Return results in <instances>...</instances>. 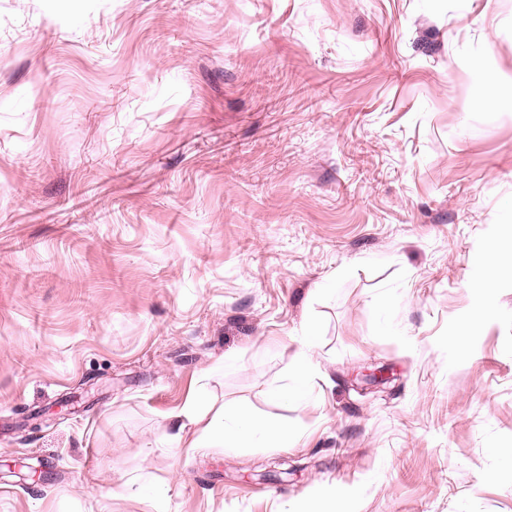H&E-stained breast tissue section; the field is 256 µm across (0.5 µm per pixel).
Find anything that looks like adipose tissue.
<instances>
[{"label": "adipose tissue", "instance_id": "1", "mask_svg": "<svg viewBox=\"0 0 512 512\" xmlns=\"http://www.w3.org/2000/svg\"><path fill=\"white\" fill-rule=\"evenodd\" d=\"M316 344L312 327H305L302 348L298 352L291 373L285 383L273 386L271 399L296 403L302 401L309 389L311 363L309 352ZM171 441L191 448H210L221 445L227 448H285L293 434L277 420L251 414L237 407H225L210 423H203L198 398L188 400L183 409L173 414Z\"/></svg>", "mask_w": 512, "mask_h": 512}]
</instances>
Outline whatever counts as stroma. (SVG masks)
Wrapping results in <instances>:
<instances>
[{"label": "stroma", "mask_w": 512, "mask_h": 512, "mask_svg": "<svg viewBox=\"0 0 512 512\" xmlns=\"http://www.w3.org/2000/svg\"><path fill=\"white\" fill-rule=\"evenodd\" d=\"M493 77L512 0H0V512H512ZM196 394L296 438L165 447ZM512 249L509 248V262L506 263L501 246L495 244L483 256L476 276L471 280V288H476L487 299L490 298V289L494 288L497 279L504 273L512 274ZM493 312L492 305L487 299L483 307L471 318L468 328H475L484 323ZM316 337L310 324L303 330V348L296 355L291 373L286 377V382L273 386L269 389L268 395L271 399L283 402L296 403L302 401L309 389L311 376V363L309 351L316 344Z\"/></svg>", "instance_id": "1"}]
</instances>
